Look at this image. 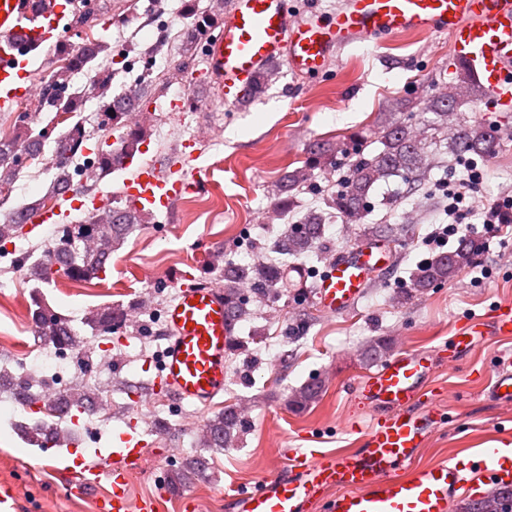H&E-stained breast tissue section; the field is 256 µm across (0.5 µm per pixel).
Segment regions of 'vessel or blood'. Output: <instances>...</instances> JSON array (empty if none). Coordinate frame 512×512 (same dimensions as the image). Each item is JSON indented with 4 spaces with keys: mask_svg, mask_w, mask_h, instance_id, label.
Masks as SVG:
<instances>
[{
    "mask_svg": "<svg viewBox=\"0 0 512 512\" xmlns=\"http://www.w3.org/2000/svg\"><path fill=\"white\" fill-rule=\"evenodd\" d=\"M0 0V108L27 98L39 75L29 66L39 47L53 39L72 0ZM405 32L447 35L455 62L481 87L489 111L512 112V0H346L328 18H295L286 0H234L211 47L209 82L225 106L254 96L258 75L286 64L298 75H319L328 59L353 42L381 43ZM114 168L135 167L127 191L138 208L169 212L182 194V178L163 175L151 164L134 165L115 153ZM391 249L359 245L329 263L316 284L318 305L328 314L348 311L370 277L391 267ZM167 336L153 385L178 405L206 407L224 391L227 355L236 322L220 289L181 288L164 312ZM512 335V306L500 305L487 321H476L452 338L456 351L474 337ZM440 352L410 350L382 358L359 381V403L370 423L354 449L293 453L289 473L261 488L239 491L238 512H306L326 500L327 512H448L456 491L512 485V441L500 439L476 452L446 461L414 464L418 448L440 424L438 400L424 402L422 381L443 362ZM488 394L512 402V369L500 366ZM144 466L143 441L128 423L111 453L97 464L77 462L75 493L98 491V512H157L155 497L133 498L130 479Z\"/></svg>",
    "mask_w": 512,
    "mask_h": 512,
    "instance_id": "obj_1",
    "label": "vessel or blood"
}]
</instances>
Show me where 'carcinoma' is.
<instances>
[{
    "label": "carcinoma",
    "instance_id": "carcinoma-1",
    "mask_svg": "<svg viewBox=\"0 0 512 512\" xmlns=\"http://www.w3.org/2000/svg\"><path fill=\"white\" fill-rule=\"evenodd\" d=\"M91 2L81 0V6L74 9L75 23L88 26L100 21L98 10L89 8ZM187 12L190 22L186 26V36L193 45L207 38L216 15L197 13L190 8ZM103 51L102 43L89 42L82 51L70 55L68 65L54 71L46 83L39 99V109L65 114L77 111L83 95L74 92L63 98L58 91L67 87L72 74L87 72L90 74L89 93L104 102L103 125L119 132V148L133 156L139 153L144 131L140 124L130 121L129 106L140 103L145 95L146 83L137 81L119 93L112 92V75H103L95 67V61ZM462 83V79L457 83H449L442 94L434 95L421 104L403 98L388 101L378 117L382 149L371 157L364 154V138L361 134L352 135L351 145L345 148L335 149L328 143L314 145L303 166L286 172L274 185L273 195L277 198L278 207L292 206L295 197L293 191L311 180L314 170L330 164L333 154L338 151L347 158L349 169L342 186L329 194L328 207L336 210V214L345 223L358 225L360 235L366 240L395 236L397 228L392 224L366 222L372 209L370 194L377 184L393 177L413 186L428 181L432 170L430 147L441 138L448 140V154L455 158L483 160L498 151L500 136L495 128L481 121H471L460 111L463 105L460 95ZM417 106L420 112L432 114L426 129L414 121V108ZM111 110L114 111L112 115L109 114ZM38 118L39 113L36 112L30 122L16 119V134L10 139H0V186L9 185V177L14 175L13 169L21 162L22 156L16 153L18 144H24L26 154L30 156L40 154L48 131L33 134L31 123L37 122ZM84 142V131L77 123L54 139L56 164L46 197L61 199L64 189L73 185V173L68 159L71 155L83 154ZM89 163L96 176L112 173V150H99ZM43 206L44 199L40 198L18 208L12 220L0 224V242L5 243L21 232L24 224L19 220L20 215L26 213L33 216ZM325 221L326 214L322 210L311 209L305 212L298 223L291 225L274 242V248L283 255L299 258L309 252L322 237ZM140 222V210L128 206L118 211L104 204L77 224L59 225L55 246L46 250L43 257L31 263L26 257L19 259L20 263L27 265L29 279L34 281L30 310L37 334L56 348L79 356L86 372L94 369V347L73 330L66 318L44 302L39 285L50 283L59 275L75 281L100 278L107 270L116 245ZM90 240L96 243L93 249L87 247ZM475 254L476 248L470 240L460 241L454 250L434 256L419 268L413 277V288L423 292L439 283L453 280L461 271L473 265ZM295 270V265L284 262L275 264L258 261L247 265L229 262L224 266V302L232 309L236 319L242 321L248 315L246 300L242 295L244 288H250L258 298L274 302L293 286L290 272ZM127 322L128 309L121 305L95 309L86 317V324L97 336L122 333L126 330ZM389 349V341L378 339L362 353V360L370 363ZM5 376L9 378L15 397L21 400L27 410L38 415L32 422H19L16 427L28 444L39 448L57 443L64 409L84 411L101 399V393L86 384H76L63 392L42 395L34 392L33 387H50L54 385L53 379H35L28 374L16 376L0 372V379ZM320 391L321 386L316 383L302 386L295 391L292 405L303 410L316 400ZM244 428V421L236 406L227 405L224 411L210 418L204 425L202 445L205 448H222ZM205 467L206 460L203 458L187 460L175 473L173 480L176 483L184 482Z\"/></svg>",
    "mask_w": 512,
    "mask_h": 512
}]
</instances>
